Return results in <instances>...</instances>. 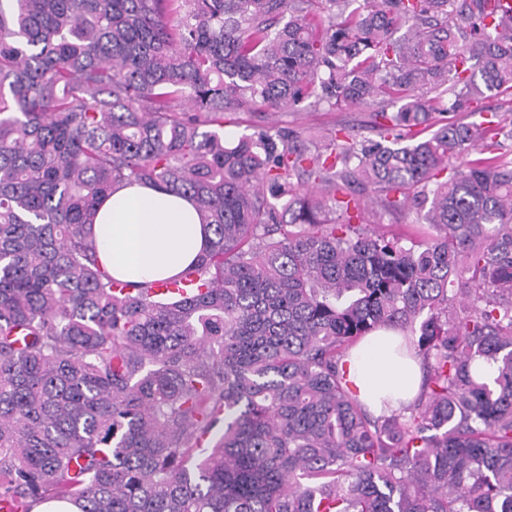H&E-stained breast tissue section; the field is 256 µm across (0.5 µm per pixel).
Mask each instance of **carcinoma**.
Here are the masks:
<instances>
[{"label":"carcinoma","mask_w":512,"mask_h":512,"mask_svg":"<svg viewBox=\"0 0 512 512\" xmlns=\"http://www.w3.org/2000/svg\"><path fill=\"white\" fill-rule=\"evenodd\" d=\"M488 96L512 97L495 0H0V498L512 512V128L438 119ZM308 99L397 109L369 144L224 137ZM133 182L212 229L174 278L98 259L87 224ZM369 188L428 230H364ZM380 328L424 378L374 416L342 360Z\"/></svg>","instance_id":"obj_1"}]
</instances>
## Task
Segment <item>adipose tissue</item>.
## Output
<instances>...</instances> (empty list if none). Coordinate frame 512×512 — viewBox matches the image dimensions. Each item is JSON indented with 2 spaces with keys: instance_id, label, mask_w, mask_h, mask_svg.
<instances>
[{
  "instance_id": "obj_1",
  "label": "adipose tissue",
  "mask_w": 512,
  "mask_h": 512,
  "mask_svg": "<svg viewBox=\"0 0 512 512\" xmlns=\"http://www.w3.org/2000/svg\"><path fill=\"white\" fill-rule=\"evenodd\" d=\"M91 234L104 267L130 282L181 273L212 236L189 198L139 183L118 186L99 206ZM345 362L352 388L372 413L408 404L420 390L421 367L407 354L399 332H373L350 349Z\"/></svg>"
}]
</instances>
